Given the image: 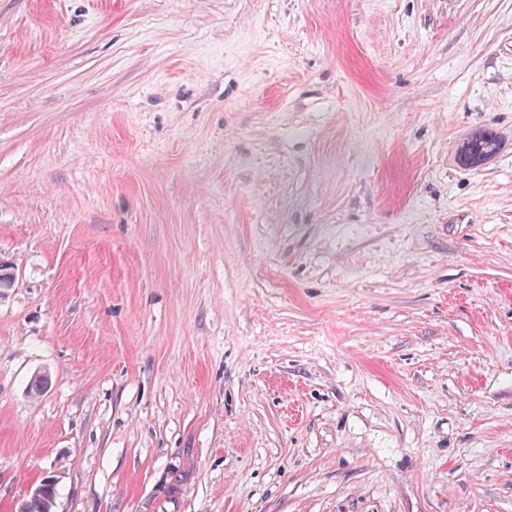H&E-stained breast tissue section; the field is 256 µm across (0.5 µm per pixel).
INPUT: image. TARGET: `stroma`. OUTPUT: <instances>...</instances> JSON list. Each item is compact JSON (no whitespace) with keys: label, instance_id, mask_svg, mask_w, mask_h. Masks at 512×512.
Wrapping results in <instances>:
<instances>
[{"label":"stroma","instance_id":"stroma-1","mask_svg":"<svg viewBox=\"0 0 512 512\" xmlns=\"http://www.w3.org/2000/svg\"><path fill=\"white\" fill-rule=\"evenodd\" d=\"M0 261V512H512V0H0ZM499 148L497 136L491 131H480L463 143L458 160L462 166L475 167L493 156ZM48 480L51 482L43 480V483L39 485L43 487L42 492L37 494L41 487L36 488L34 493L37 495L31 493L18 504L16 512H51L56 497V485L53 483V479L49 478Z\"/></svg>","mask_w":512,"mask_h":512}]
</instances>
